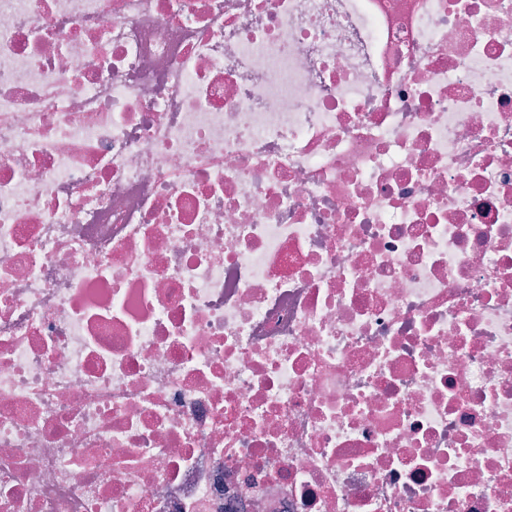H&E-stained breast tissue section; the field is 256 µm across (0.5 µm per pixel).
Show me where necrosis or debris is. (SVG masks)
<instances>
[{
  "label": "necrosis or debris",
  "instance_id": "obj_1",
  "mask_svg": "<svg viewBox=\"0 0 512 512\" xmlns=\"http://www.w3.org/2000/svg\"><path fill=\"white\" fill-rule=\"evenodd\" d=\"M0 512H512V0H0Z\"/></svg>",
  "mask_w": 512,
  "mask_h": 512
}]
</instances>
